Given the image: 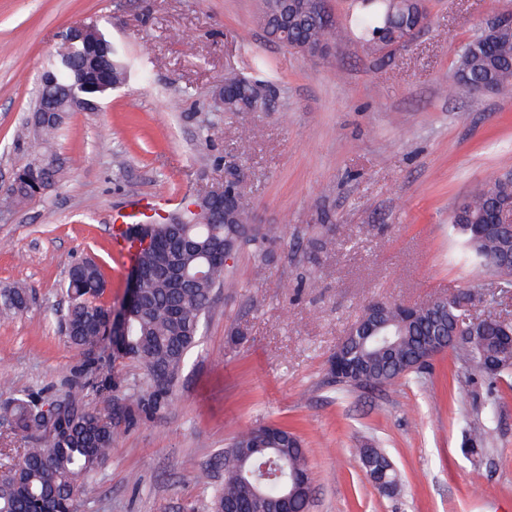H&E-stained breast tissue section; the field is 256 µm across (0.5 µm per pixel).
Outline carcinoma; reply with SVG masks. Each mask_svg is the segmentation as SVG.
Returning a JSON list of instances; mask_svg holds the SVG:
<instances>
[{
  "label": "carcinoma",
  "instance_id": "carcinoma-1",
  "mask_svg": "<svg viewBox=\"0 0 512 512\" xmlns=\"http://www.w3.org/2000/svg\"><path fill=\"white\" fill-rule=\"evenodd\" d=\"M286 16L271 11L273 4L262 0L268 10V33L298 46L317 44L328 38L332 21L310 9L309 0ZM349 22L366 41L383 34H396L407 20L405 11L391 0H361ZM107 54L103 64L112 72V85L127 81L123 54L105 37ZM89 98L101 95L96 86L79 77L76 57L55 56L41 73ZM456 82L512 87V31L491 41L472 36L461 46L453 72ZM226 112H248L257 100L255 87L270 86L267 80H247L230 73L224 77ZM27 168L36 172L40 185L49 183L54 170L44 156L35 157ZM512 193V180L493 175L469 194L468 219L451 217V227L463 244V257L485 274L504 278L512 285V268L495 265L501 255L512 252V235L488 234L479 239L470 225L481 221L493 190ZM186 202L169 215L170 223L138 225L139 243L134 266L141 270L139 298L122 309V328L111 332L112 309L100 301L105 275L92 260L69 265L64 322L70 343L82 350L86 360L76 369L70 389L44 397L23 392L0 403V427L9 444L0 448V512H78L86 482L107 459L110 448L131 425L150 421L173 402L177 379L188 352L195 346L201 320L207 315L220 288H235L236 281L224 265V236L238 225L226 224L220 213L205 216L190 210ZM150 240L144 246V239ZM34 290L15 285L0 290V317L6 319L25 311ZM449 298L440 306L430 300L414 319L391 326L393 336L373 340L368 336L350 339L342 352L353 354L361 365L362 380L336 379L342 388L391 385L428 364L443 352L435 342L460 317ZM509 328L498 321H483L474 330L470 345L452 349L456 359L471 361L475 370L483 362L497 360L502 368L491 378L512 376V355L502 349L500 332ZM114 358H127L143 370L144 385L112 404L116 384L104 373L105 350ZM102 403L92 406L87 391ZM497 403L486 406L475 422L467 423L470 440L485 441L496 417ZM357 456L368 473L384 472L386 482L396 481L387 453L381 448H359ZM224 470V486L214 492L210 512H264L268 503L279 500L295 473H308L305 449L287 425H272L239 434L217 459Z\"/></svg>",
  "mask_w": 512,
  "mask_h": 512
}]
</instances>
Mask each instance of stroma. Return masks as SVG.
<instances>
[{"label":"stroma","mask_w":512,"mask_h":512,"mask_svg":"<svg viewBox=\"0 0 512 512\" xmlns=\"http://www.w3.org/2000/svg\"><path fill=\"white\" fill-rule=\"evenodd\" d=\"M351 0H326L329 51L309 57L270 37L260 0H0V198L46 150L54 183L0 212V288L35 299L0 320V401L63 393L84 359L63 332L67 264L102 267L120 308L130 263L111 221L138 199H169L158 223L224 169L244 172L251 236L217 291L172 406L129 429L94 473L79 512H206L224 483L214 459L274 423L300 435L309 512H512V389L500 387L484 447L463 415L487 386L452 351L409 379L339 389L328 365L372 302L420 304L485 288L460 258L450 215L472 187L512 171V92L470 94L452 79L460 45L512 0H428L417 37L368 50L347 30ZM96 23L130 75L95 110L67 113L49 146L33 92L69 30ZM272 80L266 112L218 110L227 73ZM468 386L465 403L451 385ZM385 449L399 488L380 494L356 451Z\"/></svg>","instance_id":"35a3bbf8"}]
</instances>
